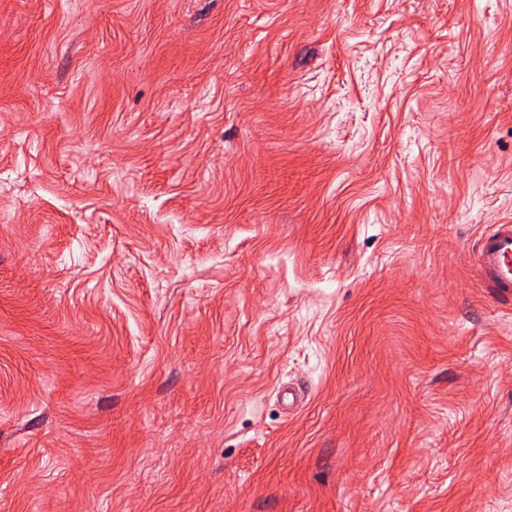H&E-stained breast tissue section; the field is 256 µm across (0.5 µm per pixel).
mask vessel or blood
I'll list each match as a JSON object with an SVG mask.
<instances>
[{"label":"vessel or blood","instance_id":"obj_1","mask_svg":"<svg viewBox=\"0 0 512 512\" xmlns=\"http://www.w3.org/2000/svg\"><path fill=\"white\" fill-rule=\"evenodd\" d=\"M478 272L499 297L512 298V224H498L481 236L475 251Z\"/></svg>","mask_w":512,"mask_h":512}]
</instances>
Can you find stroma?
Masks as SVG:
<instances>
[{
  "label": "stroma",
  "instance_id": "obj_1",
  "mask_svg": "<svg viewBox=\"0 0 512 512\" xmlns=\"http://www.w3.org/2000/svg\"><path fill=\"white\" fill-rule=\"evenodd\" d=\"M512 0H0V512H512ZM478 272L486 288L512 298V224H497L481 236L475 251Z\"/></svg>",
  "mask_w": 512,
  "mask_h": 512
}]
</instances>
